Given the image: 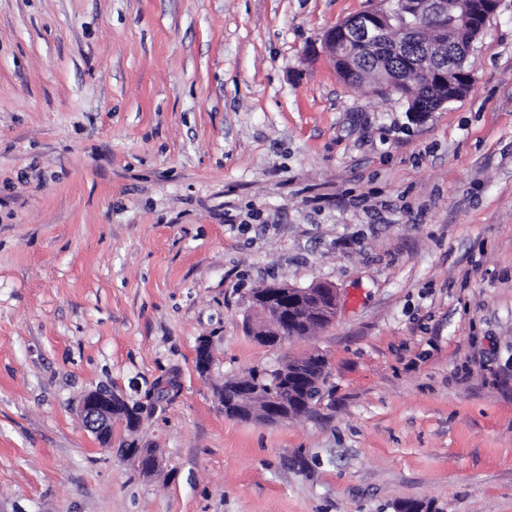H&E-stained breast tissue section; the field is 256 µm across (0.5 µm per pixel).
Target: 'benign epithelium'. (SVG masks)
<instances>
[{
	"mask_svg": "<svg viewBox=\"0 0 512 512\" xmlns=\"http://www.w3.org/2000/svg\"><path fill=\"white\" fill-rule=\"evenodd\" d=\"M498 0H376L373 6L353 18L343 20L338 28L331 29L324 36L326 53L330 60L338 58L348 61L350 71L358 73V48L373 43L383 49L378 56L379 63L390 57L406 56L410 42L418 41L422 20L437 18L446 22L448 29L472 27L488 19L497 9ZM420 51L408 58L407 67L398 74V79L409 83L414 75L424 72L453 100L459 86L469 84L473 78V64L468 62L471 52L453 53L442 41H419ZM282 302V309L305 319L309 311L318 309L336 316L339 295L335 288L314 285L298 288L288 284L280 285L275 292L259 288L254 308L264 312V320L253 327V334L259 336L268 346L282 345L288 341L278 317L269 313L274 300ZM196 367L206 375L212 367L211 340L199 338L195 350ZM293 393L288 387L280 388L278 395L262 400L258 407L260 419L272 418L279 422L289 419ZM127 404L110 389L95 388L84 392L79 400V413L86 430L95 435L103 444L112 442V424L125 420Z\"/></svg>",
	"mask_w": 512,
	"mask_h": 512,
	"instance_id": "obj_1",
	"label": "benign epithelium"
}]
</instances>
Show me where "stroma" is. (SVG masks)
Returning a JSON list of instances; mask_svg holds the SVG:
<instances>
[{
  "label": "stroma",
  "instance_id": "obj_1",
  "mask_svg": "<svg viewBox=\"0 0 512 512\" xmlns=\"http://www.w3.org/2000/svg\"><path fill=\"white\" fill-rule=\"evenodd\" d=\"M369 5L0 0V512H512V0L421 122L325 51ZM274 277L334 321L254 342ZM317 352L306 414L225 416ZM98 387L139 408L108 446ZM236 378H226L224 380V391L223 398L219 395V400L221 405L224 407V414L229 418H235L240 420H253L246 408L250 407V402L254 401L253 399H246L241 392L249 393L251 392L250 384H243L239 387L241 392L239 391ZM128 405L110 389L95 388L84 392L79 400V413L86 430L102 444L112 442V424L125 420Z\"/></svg>",
  "mask_w": 512,
  "mask_h": 512
}]
</instances>
